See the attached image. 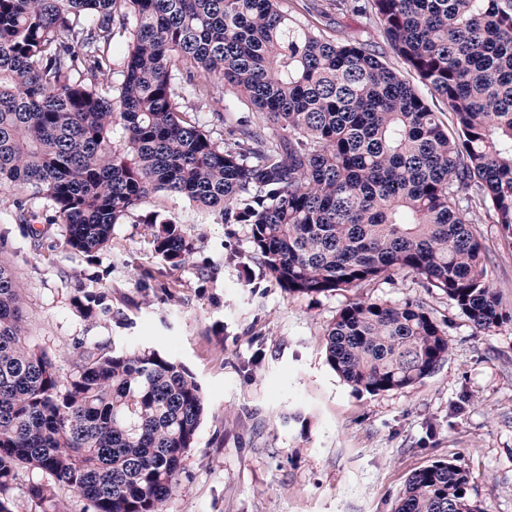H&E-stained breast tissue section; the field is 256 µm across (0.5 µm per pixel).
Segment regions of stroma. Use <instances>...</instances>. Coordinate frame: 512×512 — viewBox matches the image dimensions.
I'll use <instances>...</instances> for the list:
<instances>
[{
    "instance_id": "35a3bbf8",
    "label": "stroma",
    "mask_w": 512,
    "mask_h": 512,
    "mask_svg": "<svg viewBox=\"0 0 512 512\" xmlns=\"http://www.w3.org/2000/svg\"><path fill=\"white\" fill-rule=\"evenodd\" d=\"M287 3L325 36L384 46L385 62L431 99L386 48L380 24L360 13L323 22L305 0ZM13 199L0 189V256L25 292L32 340L59 374L79 343L99 342L156 349L184 363L202 388L207 415L168 512H393L412 472L452 457L468 468L483 512H512V237L492 215L474 216L473 229L505 319L479 329L403 274L356 293L290 296L255 258L246 225L217 223L182 196L158 193L141 206L173 214L193 242L176 268L154 252L136 217L114 225L91 265L64 245L61 226L32 238L14 220ZM86 282L106 295L111 316L89 322L76 312L72 298ZM359 298L423 302L448 326L447 361L414 387L355 392L328 366L324 332Z\"/></svg>"
}]
</instances>
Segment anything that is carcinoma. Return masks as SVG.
Masks as SVG:
<instances>
[{
  "mask_svg": "<svg viewBox=\"0 0 512 512\" xmlns=\"http://www.w3.org/2000/svg\"><path fill=\"white\" fill-rule=\"evenodd\" d=\"M390 47L435 92L431 106L372 42L330 39L282 0H0V187L38 237L60 224L89 258L155 193L183 196L253 250L288 294L357 291L405 274L480 329L503 321L469 214L512 233V0H366ZM118 70L117 85L100 77ZM218 74L245 117L216 142L181 101ZM448 112L452 125L440 114ZM42 199L47 210L32 207ZM173 266L191 251L176 217L138 216ZM80 316L112 315L79 288ZM326 362L357 391L413 387L448 359L447 325L423 303L345 305ZM204 415L201 387L154 349L80 346L61 378L30 341L25 296L0 259V512L19 469L91 512H167ZM469 471L413 472L394 512H482Z\"/></svg>",
  "mask_w": 512,
  "mask_h": 512,
  "instance_id": "obj_1",
  "label": "carcinoma"
}]
</instances>
